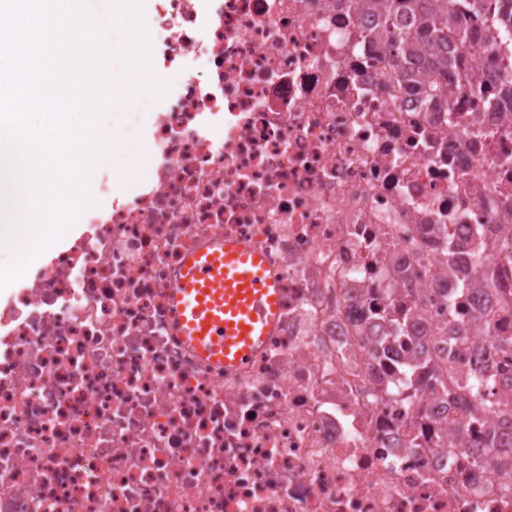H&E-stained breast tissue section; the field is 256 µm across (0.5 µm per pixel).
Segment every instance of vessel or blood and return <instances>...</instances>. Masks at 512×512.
<instances>
[{
    "label": "vessel or blood",
    "mask_w": 512,
    "mask_h": 512,
    "mask_svg": "<svg viewBox=\"0 0 512 512\" xmlns=\"http://www.w3.org/2000/svg\"><path fill=\"white\" fill-rule=\"evenodd\" d=\"M265 271L258 253L231 239L186 259L171 302L197 356L235 368L259 350L278 314V289Z\"/></svg>",
    "instance_id": "b4317fda"
}]
</instances>
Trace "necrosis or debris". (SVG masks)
<instances>
[{
	"mask_svg": "<svg viewBox=\"0 0 512 512\" xmlns=\"http://www.w3.org/2000/svg\"><path fill=\"white\" fill-rule=\"evenodd\" d=\"M363 0H154L166 94L136 183L0 290V512H512V478L463 393L512 375L475 327L512 325V281L456 297L448 240L512 223V111L489 97L512 49L452 42L479 75L433 105ZM254 246L279 290L263 346L202 361L169 301L184 256Z\"/></svg>",
	"mask_w": 512,
	"mask_h": 512,
	"instance_id": "4bbe7bcc",
	"label": "necrosis or debris"
}]
</instances>
